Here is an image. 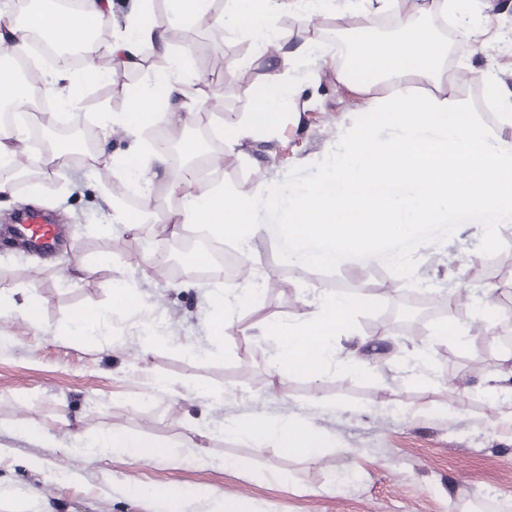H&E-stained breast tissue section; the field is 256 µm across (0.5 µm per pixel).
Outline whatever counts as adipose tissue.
<instances>
[{
  "label": "adipose tissue",
  "mask_w": 512,
  "mask_h": 512,
  "mask_svg": "<svg viewBox=\"0 0 512 512\" xmlns=\"http://www.w3.org/2000/svg\"><path fill=\"white\" fill-rule=\"evenodd\" d=\"M329 2L224 0L216 11L212 0H165L167 19L162 22L151 8L152 0H137V8L104 46L94 37L112 22L104 0H81L74 10L47 0L19 21L0 10V45H8L15 59L24 55L35 33L59 44L78 45L85 61L79 80L93 84L111 77L96 64L101 54L111 55L120 68L145 49L168 52L164 22L229 28L247 35L263 51L281 40L275 24L278 15L288 13L309 22L325 15ZM455 2L416 0L413 8L397 9L395 35L377 38L366 33L337 54L338 81L350 94L369 96L370 113L382 120L376 123L361 115L341 130L323 159L322 180L297 187L261 180L251 192L240 193L221 184L171 178V192L180 199L177 223L204 224L214 237L245 245L260 229L256 217L261 207L278 206L281 233L289 246L287 259L303 268H333L344 261L386 257L397 238L419 237L424 225L443 224L451 217L511 222L512 144L501 139L499 130L512 126V90L494 85L497 117L486 122L468 99L454 88L442 87L444 48L435 30L420 21L425 14L454 11ZM190 58V50H183L170 69L137 86L124 111L100 113L101 126L141 129L164 123L183 129L200 119L208 106L197 92ZM61 78V73L43 71L34 84L21 76L14 62H0V106H11L18 118L13 143L0 142V163L35 164L58 173L66 168L73 154L68 143H51L35 157L15 148L27 133L23 117L35 87L56 99L58 109L49 113V122L78 120V94L73 89L59 91ZM421 84L430 85V92L418 95ZM186 98L192 100L194 111H173L174 102ZM287 107L286 90L267 87L257 94L246 125L219 124L213 133L223 137L225 147H233L244 134L273 131ZM367 301L364 295L336 293L295 319L264 321L263 331L279 338L270 360L273 370L318 379L336 360V336L349 329ZM470 333L454 318H445L428 342L409 353V370L426 379L435 347ZM227 433L259 447L276 446L287 455L319 456L328 446L305 419L256 415L234 422ZM71 452L88 460L109 454L136 461L161 459L171 465L186 457L179 446H160L118 428L98 441L74 445Z\"/></svg>",
  "instance_id": "1"
}]
</instances>
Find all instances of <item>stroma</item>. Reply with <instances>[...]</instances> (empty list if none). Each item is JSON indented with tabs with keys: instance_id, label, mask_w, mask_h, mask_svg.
<instances>
[{
	"instance_id": "obj_1",
	"label": "stroma",
	"mask_w": 512,
	"mask_h": 512,
	"mask_svg": "<svg viewBox=\"0 0 512 512\" xmlns=\"http://www.w3.org/2000/svg\"><path fill=\"white\" fill-rule=\"evenodd\" d=\"M394 8L377 0H333L315 22L280 15L281 45L257 53L250 38L221 29L193 28L191 66L201 89L230 79L233 99L216 105L225 123H246L259 88H291L278 127L243 137L223 150L224 164L210 180L241 193L259 179L291 185L316 182L322 159L340 127L351 125L362 103L336 81L337 35L353 36L357 24L393 29ZM480 50L456 58L451 67L460 93L487 111L486 83L512 88V0H472ZM317 42L323 57L313 80L296 83L283 53ZM155 54L145 51L126 68L120 83L86 86L81 92L84 123L97 113L123 111L128 92L143 83ZM40 210L56 214L67 242L50 260L0 243V512H159L146 489L176 483L206 487L210 499H186L182 512H210L213 502L236 500L254 512H512V425L496 420L486 386L503 368L512 346L484 341L481 365L453 342L436 347L432 382H415L401 359L416 338L386 329L390 306L406 291L434 303L454 290L479 294L512 271V223L491 226L454 221L435 225L414 243L412 268L388 261L354 262L334 269L299 268L282 259L280 213L261 209L258 238L249 250L234 241L257 279L206 282L167 274L154 252L139 249L144 234L168 248L178 240L162 224L176 199L167 180L151 183L154 222L127 228L113 223V201L105 194L113 177L99 164L71 162L62 174L40 177ZM138 283L145 302L173 331L165 343L146 344L138 318L110 319L104 329L112 345L90 348L66 334L73 312L109 309L117 279ZM215 290L233 301L230 334L221 347L210 344L206 295ZM369 296L352 321L350 334L336 339L337 363L312 381L275 374L269 359L275 337L258 324L289 319L333 292ZM37 298L41 328L20 314ZM197 354L186 352V345ZM167 380L175 395L153 392L144 381ZM223 395L215 406L214 395ZM321 395L326 410L309 399ZM262 414L274 419L311 420L327 436L322 456L283 455L274 446L225 437V423ZM110 427L155 443L179 444L192 455L172 466L109 457L82 461L68 452L76 439ZM353 452L345 467L343 449ZM38 458L39 469L28 466ZM246 457L248 471L226 470L225 459Z\"/></svg>"
}]
</instances>
